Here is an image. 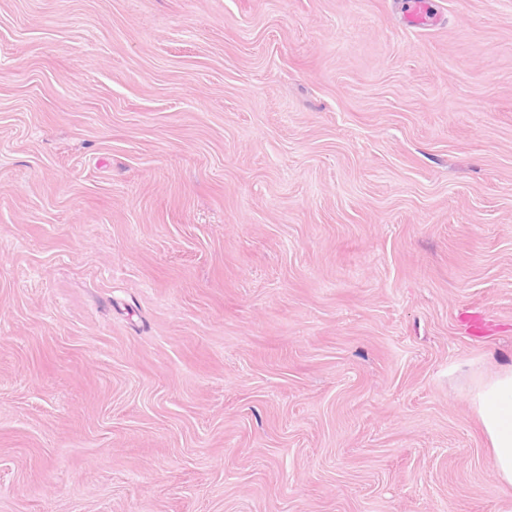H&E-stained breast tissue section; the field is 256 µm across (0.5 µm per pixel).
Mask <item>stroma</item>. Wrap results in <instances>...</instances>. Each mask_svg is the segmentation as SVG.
<instances>
[{"instance_id":"stroma-1","label":"stroma","mask_w":512,"mask_h":512,"mask_svg":"<svg viewBox=\"0 0 512 512\" xmlns=\"http://www.w3.org/2000/svg\"><path fill=\"white\" fill-rule=\"evenodd\" d=\"M406 2L0 0V512H512V0ZM468 399L499 482L512 487V365L485 375L471 370Z\"/></svg>"}]
</instances>
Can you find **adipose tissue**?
<instances>
[{"mask_svg":"<svg viewBox=\"0 0 512 512\" xmlns=\"http://www.w3.org/2000/svg\"><path fill=\"white\" fill-rule=\"evenodd\" d=\"M468 399L499 482L512 487V365L487 375L472 370Z\"/></svg>","mask_w":512,"mask_h":512,"instance_id":"obj_1","label":"adipose tissue"}]
</instances>
